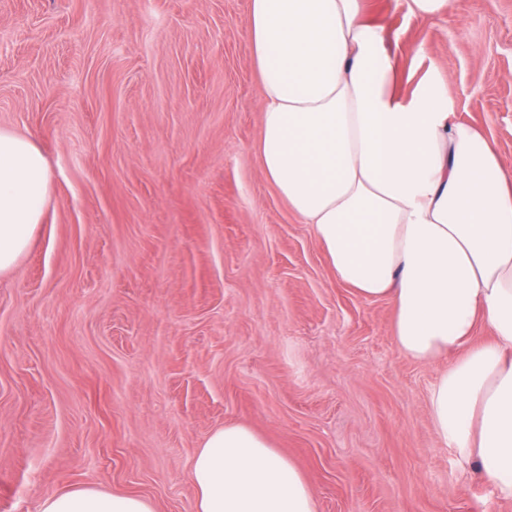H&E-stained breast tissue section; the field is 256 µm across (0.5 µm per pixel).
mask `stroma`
<instances>
[{
	"mask_svg": "<svg viewBox=\"0 0 512 512\" xmlns=\"http://www.w3.org/2000/svg\"><path fill=\"white\" fill-rule=\"evenodd\" d=\"M397 90L447 75L512 171V0L422 20L367 0ZM249 0H0V128L53 174L31 250L0 276V512L78 488L195 512L227 423L264 435L317 512H512L445 447L390 299L336 280L261 175Z\"/></svg>",
	"mask_w": 512,
	"mask_h": 512,
	"instance_id": "35a3bbf8",
	"label": "stroma"
}]
</instances>
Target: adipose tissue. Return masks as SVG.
Instances as JSON below:
<instances>
[{
  "instance_id": "adipose-tissue-1",
  "label": "adipose tissue",
  "mask_w": 512,
  "mask_h": 512,
  "mask_svg": "<svg viewBox=\"0 0 512 512\" xmlns=\"http://www.w3.org/2000/svg\"><path fill=\"white\" fill-rule=\"evenodd\" d=\"M261 83L262 175L310 224L340 282L392 298L408 358L450 354L430 414L443 444L512 500V171L455 117L448 78L410 96L365 0H250ZM52 184L30 136L0 129V275L27 254ZM492 336L476 342L479 326ZM196 512H315L304 473L243 424L213 431L192 463ZM40 512H156L149 498L83 488Z\"/></svg>"
}]
</instances>
